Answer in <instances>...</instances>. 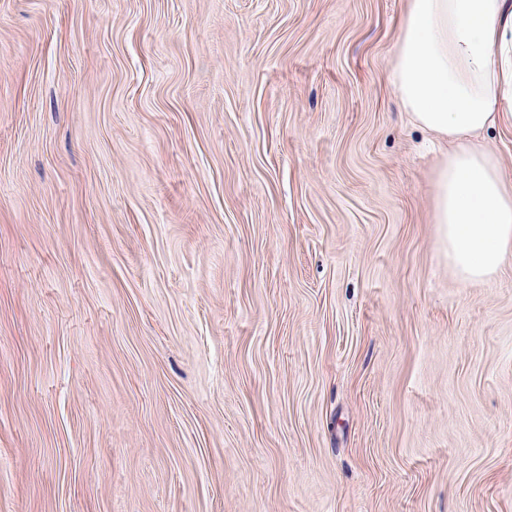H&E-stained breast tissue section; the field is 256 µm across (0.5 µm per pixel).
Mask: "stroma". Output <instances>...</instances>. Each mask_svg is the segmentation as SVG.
I'll list each match as a JSON object with an SVG mask.
<instances>
[{
  "label": "stroma",
  "mask_w": 512,
  "mask_h": 512,
  "mask_svg": "<svg viewBox=\"0 0 512 512\" xmlns=\"http://www.w3.org/2000/svg\"><path fill=\"white\" fill-rule=\"evenodd\" d=\"M406 7L0 0V512H512Z\"/></svg>",
  "instance_id": "1"
}]
</instances>
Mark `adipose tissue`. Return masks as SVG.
I'll list each match as a JSON object with an SVG mask.
<instances>
[{
    "instance_id": "obj_1",
    "label": "adipose tissue",
    "mask_w": 512,
    "mask_h": 512,
    "mask_svg": "<svg viewBox=\"0 0 512 512\" xmlns=\"http://www.w3.org/2000/svg\"><path fill=\"white\" fill-rule=\"evenodd\" d=\"M390 83L440 154L432 221L463 283L512 257V179L485 140L512 114V0H408Z\"/></svg>"
}]
</instances>
